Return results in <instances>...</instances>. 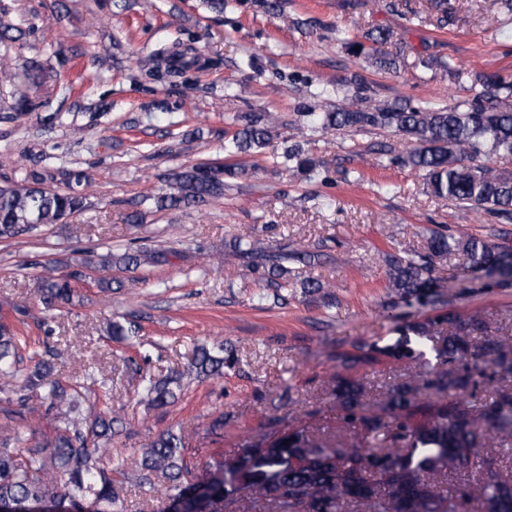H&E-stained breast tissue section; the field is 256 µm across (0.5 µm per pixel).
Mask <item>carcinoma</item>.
Instances as JSON below:
<instances>
[{
	"label": "carcinoma",
	"instance_id": "cac0c4a2",
	"mask_svg": "<svg viewBox=\"0 0 512 512\" xmlns=\"http://www.w3.org/2000/svg\"><path fill=\"white\" fill-rule=\"evenodd\" d=\"M394 35L391 27L375 28L364 41L345 40L356 55L379 68H391L397 58L377 46ZM22 31L0 21V82L13 81L9 69L11 44ZM35 85L62 81L65 75L35 62L24 68ZM455 79H467L471 99L453 106L423 102H376L354 99L350 106L327 112H302L306 126L326 133L339 130H383L412 144L406 155L387 146L390 162L420 173L430 192L456 205L509 215L512 213V173L495 172L481 158L512 156V84L500 77L448 68ZM278 117L248 112L238 118L237 130L224 140L229 157L266 154L278 137ZM284 162L299 176L317 167L299 144L282 152ZM238 175L233 164L212 161L182 165L166 177V187L153 198L159 211L199 206L224 197L228 180ZM81 171L43 167L0 180V238L30 232L43 225L61 224L88 207ZM236 252L248 259L257 281L272 290L274 302H286L283 292L294 291L283 262L298 259L309 265L315 255L294 241L271 253L254 239ZM461 252L470 267L485 271L493 283L512 284V253L484 239L435 233L426 255L386 256L389 287L394 298L408 304L437 299L432 288L433 261ZM169 260V252L143 246L127 247L86 258L88 267L134 272ZM78 270L46 277L39 287L47 310L71 306L84 299L76 281ZM304 295L322 294L333 306L336 297L324 291L321 280H300ZM142 330L133 319L111 321L109 336L128 341ZM394 338L360 340L353 351L336 353V366L353 369L383 359L415 363L421 379L394 383L378 400L369 398L358 379L339 375L334 393L338 420L353 437L329 444L316 440L302 419L290 430L261 438L238 449L230 466L224 459L206 460L189 448L183 430L158 433L131 456H112V440L119 419L101 397L98 412L87 405L84 393L66 389L53 378V364L40 357L29 338L0 317V393L17 408L12 420L30 417L46 421V429L32 441L20 428L7 425L0 436V512H125L127 468L137 472L142 497L158 505L157 512H224L242 497L274 512H512V469L497 449L512 446V339L491 329L473 315L448 312L433 319L399 322ZM29 350L31 365L20 368L21 350ZM126 364L140 376L141 390L158 407L171 404L183 380L203 379L233 370L237 356L222 344L199 345L183 370L157 379L133 357ZM499 380L484 395L479 380ZM42 392L40 405L28 404L29 394ZM401 444V450L368 448L358 441Z\"/></svg>",
	"mask_w": 512,
	"mask_h": 512
}]
</instances>
